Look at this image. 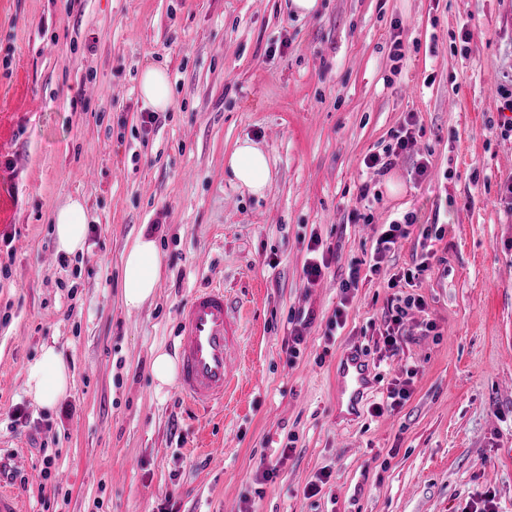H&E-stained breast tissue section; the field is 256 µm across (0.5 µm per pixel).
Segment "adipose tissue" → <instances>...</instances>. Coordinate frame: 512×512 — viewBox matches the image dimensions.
Returning <instances> with one entry per match:
<instances>
[{
    "label": "adipose tissue",
    "mask_w": 512,
    "mask_h": 512,
    "mask_svg": "<svg viewBox=\"0 0 512 512\" xmlns=\"http://www.w3.org/2000/svg\"><path fill=\"white\" fill-rule=\"evenodd\" d=\"M142 99L157 112L168 111L172 104L171 83L165 69L150 66L139 78ZM224 173L236 188L248 194L264 196L271 183L270 159L260 144L239 140L224 160ZM58 252L75 256L83 252L87 239L85 206L73 198L56 210L51 218ZM121 288L127 308H140L155 293L163 271V255L155 238L139 235L121 256ZM73 382V373L55 345H43L39 355L25 369V393L36 406L54 409L65 398Z\"/></svg>",
    "instance_id": "obj_1"
}]
</instances>
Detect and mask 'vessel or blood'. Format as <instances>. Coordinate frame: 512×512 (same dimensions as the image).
I'll use <instances>...</instances> for the list:
<instances>
[{"instance_id": "1", "label": "vessel or blood", "mask_w": 512, "mask_h": 512, "mask_svg": "<svg viewBox=\"0 0 512 512\" xmlns=\"http://www.w3.org/2000/svg\"><path fill=\"white\" fill-rule=\"evenodd\" d=\"M240 342L227 308L223 285L196 289L178 310L173 350L178 360V391L202 412L222 407L224 394L237 377ZM340 403L356 416L373 388L371 371L355 350H346L337 365Z\"/></svg>"}]
</instances>
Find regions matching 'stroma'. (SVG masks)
<instances>
[{
  "mask_svg": "<svg viewBox=\"0 0 512 512\" xmlns=\"http://www.w3.org/2000/svg\"><path fill=\"white\" fill-rule=\"evenodd\" d=\"M319 4L302 18L287 0H0V454L23 442L40 472L15 477L23 512H512V0ZM150 65L175 106L147 126ZM410 119L409 152L373 174L365 157ZM246 137L270 158L261 198L224 178ZM75 196L89 234L67 257L49 218ZM408 213L409 236L371 273L383 224ZM141 233L165 271L130 310L120 261ZM314 235L332 252L310 287ZM426 246L428 275L401 291L421 305L392 353L391 281ZM214 281L241 367L223 408L194 413L156 386L151 353L171 350L180 305ZM46 343L74 372L54 411L24 391ZM352 347L375 386L345 420L336 360ZM403 382L408 397L374 415Z\"/></svg>",
  "mask_w": 512,
  "mask_h": 512,
  "instance_id": "stroma-1",
  "label": "stroma"
}]
</instances>
